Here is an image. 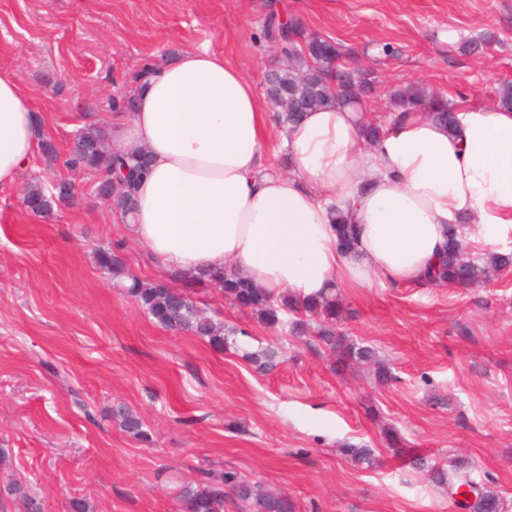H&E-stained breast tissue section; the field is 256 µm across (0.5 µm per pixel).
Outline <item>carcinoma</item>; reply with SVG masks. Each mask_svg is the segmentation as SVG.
Returning <instances> with one entry per match:
<instances>
[{"label":"carcinoma","mask_w":512,"mask_h":512,"mask_svg":"<svg viewBox=\"0 0 512 512\" xmlns=\"http://www.w3.org/2000/svg\"><path fill=\"white\" fill-rule=\"evenodd\" d=\"M290 31L294 39L277 43L281 49L294 53L291 63L273 73L268 85L269 94L288 101V109L281 112L283 124H293L312 109L331 103H348L362 98L370 91L369 79L358 71L345 70L338 83H329L318 76V71L329 61L340 58L343 53L332 40L321 36L304 35L303 30L282 23L269 22L266 36L274 40L277 33ZM399 106H416L437 102L440 107L433 116L447 124L453 123L452 102L438 99L434 94L418 87L408 86L392 95ZM65 164L71 169H93L114 178L112 182V209L121 217L130 215L136 205L137 184L148 172L149 158L141 151H114L108 137L87 128L81 130L80 146L69 151ZM71 186L62 182L52 192L32 184L25 191V199L31 206V213L43 216L52 205L68 200ZM336 235L340 246L350 251L355 246L354 225L337 216ZM467 246L455 241L448 246V258L432 280L437 284H448L457 288H468L481 279L512 269V254L500 253L476 265L465 259ZM96 262L112 274V285L123 289L158 324L172 330H187L206 340L214 348L236 344L235 336L240 330L222 320L203 315L194 305L190 296L181 289L166 282L144 283L126 273V262L120 247L96 250ZM196 281H209L219 286L224 297L240 309L255 314L266 325L278 327L290 324L289 331L297 336L312 334L318 345L326 352L334 369L342 372L356 363L376 365V377L385 381L391 378L388 368L375 360L371 348L346 336L340 328L344 310L336 292L323 295L311 301H294L285 297H273L255 287L250 279L238 270L221 273L201 271L193 275ZM292 315V320L285 319ZM243 357L259 371L272 369L279 357V348L261 347L254 351H243ZM123 428L140 442H150V434L144 428L139 415L128 408L119 407L112 411ZM342 454L359 466L370 468L375 464L372 451L358 444L347 442ZM414 470L425 471L432 481L448 486V492L455 495L462 486L474 493V501L465 504L470 512H506V504L493 489L478 485L469 477V463L465 459L454 461L453 477L423 455L411 458ZM176 499L179 512H224L226 503H232L237 512H296L294 500L286 493L271 491L245 478L233 467L222 471H207L206 481L197 486H180Z\"/></svg>","instance_id":"1"}]
</instances>
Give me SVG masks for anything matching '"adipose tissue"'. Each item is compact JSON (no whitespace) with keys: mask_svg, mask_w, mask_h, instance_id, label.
<instances>
[{"mask_svg":"<svg viewBox=\"0 0 512 512\" xmlns=\"http://www.w3.org/2000/svg\"><path fill=\"white\" fill-rule=\"evenodd\" d=\"M112 116L125 150L146 152L131 230L162 267L242 269L267 292L301 299L331 288L423 287L449 234L478 260L512 237V107L454 100V125L427 108L384 120L357 105L306 112L283 131L292 169L269 172L271 107L224 54L186 49L135 87ZM381 130L367 142V125ZM39 124L0 69V186L14 184ZM357 228L353 253L334 222Z\"/></svg>","mask_w":512,"mask_h":512,"instance_id":"obj_1","label":"adipose tissue"}]
</instances>
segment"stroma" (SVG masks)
I'll use <instances>...</instances> for the list:
<instances>
[{
	"mask_svg": "<svg viewBox=\"0 0 512 512\" xmlns=\"http://www.w3.org/2000/svg\"><path fill=\"white\" fill-rule=\"evenodd\" d=\"M271 17L335 41L373 81V112L391 111V92L409 84L490 101L512 82V0H0V68L30 95L58 155L35 153L0 186V512H24L14 483L42 512L78 500L91 512H176L179 483L227 466L287 492L297 512H459L411 469L413 455L466 458L512 510V271L474 288L342 289V331L391 368L380 384L365 366L336 374L313 337L195 285L208 315L282 348L283 362L258 373L235 349L156 323L95 262L118 244L132 276L179 283L100 197V175L63 165L71 133L109 130L113 97L188 48L224 53L264 90ZM60 181L73 184L71 201L27 212L28 185ZM118 405L151 442L113 420ZM346 442L372 448L377 466H354ZM112 415L120 421L123 430L130 436L140 442H150V434L137 413L125 407H118L112 410Z\"/></svg>",
	"mask_w": 512,
	"mask_h": 512,
	"instance_id": "35a3bbf8",
	"label": "stroma"
}]
</instances>
